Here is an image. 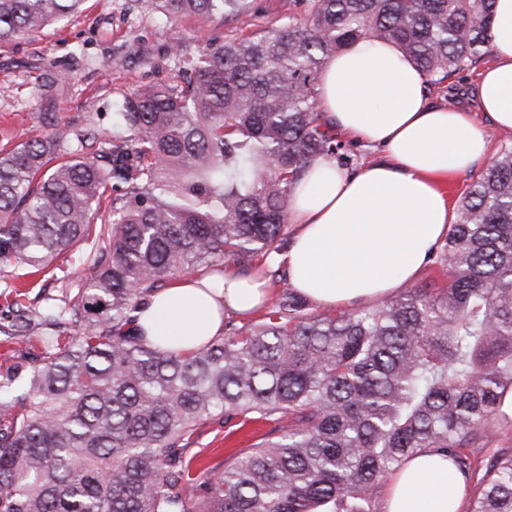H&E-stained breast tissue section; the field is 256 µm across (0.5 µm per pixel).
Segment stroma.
Segmentation results:
<instances>
[{"label": "stroma", "instance_id": "35a3bbf8", "mask_svg": "<svg viewBox=\"0 0 512 512\" xmlns=\"http://www.w3.org/2000/svg\"><path fill=\"white\" fill-rule=\"evenodd\" d=\"M289 0H261L257 14L166 19L152 9L131 11L127 0H86L82 12L47 27L42 33L0 46V145L17 143L43 131L48 119L102 135L112 133L116 101L140 87L175 83L177 71L167 55L170 39L181 34L190 51L208 37H247L280 24L287 15L306 20L304 7L289 8ZM51 61L58 76L43 86L39 59ZM80 249L60 256L46 271L25 277L30 292L77 287L84 269ZM242 425L205 420L198 428L197 448H223L210 467L223 471L244 446L229 443Z\"/></svg>", "mask_w": 512, "mask_h": 512}]
</instances>
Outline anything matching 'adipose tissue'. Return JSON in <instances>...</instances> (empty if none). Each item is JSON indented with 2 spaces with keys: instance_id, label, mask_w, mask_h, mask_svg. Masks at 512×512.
I'll list each match as a JSON object with an SVG mask.
<instances>
[{
  "instance_id": "obj_1",
  "label": "adipose tissue",
  "mask_w": 512,
  "mask_h": 512,
  "mask_svg": "<svg viewBox=\"0 0 512 512\" xmlns=\"http://www.w3.org/2000/svg\"><path fill=\"white\" fill-rule=\"evenodd\" d=\"M490 53L475 107L495 128L512 129V0L495 2ZM319 89L339 132L382 148L352 173L316 158L291 193L288 221L297 231L276 260L301 295L336 308L389 294L416 275L458 220L440 180L475 171L491 143L466 110L430 103L425 75L390 43L361 40L331 58ZM269 295L257 272L181 279L148 298L137 325L150 343L189 354L223 335L225 315L253 314ZM465 495L447 458L421 453L389 476L381 508L461 512Z\"/></svg>"
}]
</instances>
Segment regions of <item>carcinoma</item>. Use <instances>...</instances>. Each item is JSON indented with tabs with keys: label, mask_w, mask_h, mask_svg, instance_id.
I'll list each match as a JSON object with an SVG mask.
<instances>
[{
	"label": "carcinoma",
	"mask_w": 512,
	"mask_h": 512,
	"mask_svg": "<svg viewBox=\"0 0 512 512\" xmlns=\"http://www.w3.org/2000/svg\"><path fill=\"white\" fill-rule=\"evenodd\" d=\"M85 0H0V45ZM252 0H150L167 18L238 16ZM310 18L168 57L183 83L115 104L110 138L52 121L0 149V263L48 268L87 242L59 304L5 285L0 512H380L389 474L422 452L479 475L468 512H512V448L478 459L512 392V132L460 200L436 261L448 284L315 313L284 283L265 320L224 325L184 356L134 313L187 268L286 246L291 191L318 156L349 161L319 109V74L361 39L393 43L429 87L489 55L493 0H305ZM70 157L56 165L61 147ZM112 233L90 241L107 190ZM79 324L69 335L66 322ZM283 421L221 473L190 472L202 420Z\"/></svg>",
	"instance_id": "cac0c4a2"
}]
</instances>
